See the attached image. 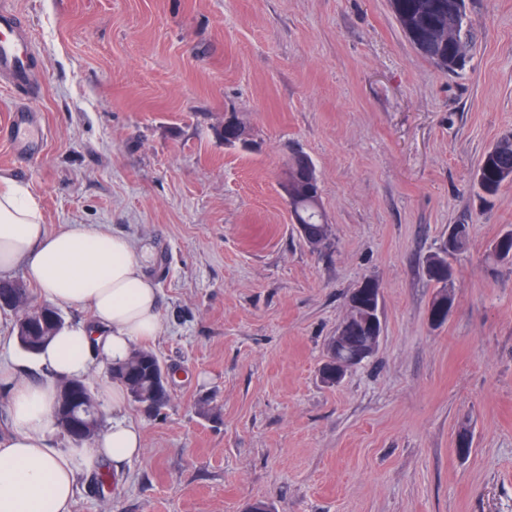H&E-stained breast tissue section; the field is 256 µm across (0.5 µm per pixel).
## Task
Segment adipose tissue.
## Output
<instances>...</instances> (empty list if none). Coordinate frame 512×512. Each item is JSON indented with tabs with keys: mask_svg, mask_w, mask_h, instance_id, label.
Here are the masks:
<instances>
[{
	"mask_svg": "<svg viewBox=\"0 0 512 512\" xmlns=\"http://www.w3.org/2000/svg\"><path fill=\"white\" fill-rule=\"evenodd\" d=\"M145 254L126 237L100 229L48 232L37 201L15 182L0 185V277L24 267L41 296L58 306H86L87 322L64 325L33 365L0 362L9 385L10 430L0 438V512H70L80 472L114 468L140 456L143 437L119 419L126 390L107 389L117 417L91 445L49 447L61 378L87 374L93 359L118 364L162 324L158 291L143 272Z\"/></svg>",
	"mask_w": 512,
	"mask_h": 512,
	"instance_id": "1",
	"label": "adipose tissue"
}]
</instances>
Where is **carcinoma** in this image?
Here are the masks:
<instances>
[{
  "mask_svg": "<svg viewBox=\"0 0 512 512\" xmlns=\"http://www.w3.org/2000/svg\"><path fill=\"white\" fill-rule=\"evenodd\" d=\"M433 0H390L393 14L400 27L417 52L437 67L456 73L466 66L471 20L467 13V0H457V10L448 12V28L444 40H436L429 34L416 37L422 25L420 6ZM313 168L305 155L296 154L288 162V205L300 216L302 223L317 229L325 238H330L331 225L327 224L322 209L319 183L307 184L304 169ZM512 183V140L501 137L493 143L478 160L473 172L474 187L486 196L495 195L500 188ZM456 235L452 248H443L425 260V272L434 284L442 282L441 271L449 270L447 256L467 249L469 225H455ZM488 258L512 262V231H507L496 241ZM23 302L31 306L27 321L16 320V340L20 349L36 354L53 336L56 328L52 324L62 319L60 312L49 305H33L29 291L16 286L10 280H0V309L12 311V302ZM112 379L121 380L126 389H134L138 403L152 404L158 413L170 402L169 393L162 391V364L157 355L145 349L133 352L124 362L112 366Z\"/></svg>",
  "mask_w": 512,
  "mask_h": 512,
  "instance_id": "1",
  "label": "carcinoma"
}]
</instances>
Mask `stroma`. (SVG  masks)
Masks as SVG:
<instances>
[{
	"label": "stroma",
	"instance_id": "1",
	"mask_svg": "<svg viewBox=\"0 0 512 512\" xmlns=\"http://www.w3.org/2000/svg\"><path fill=\"white\" fill-rule=\"evenodd\" d=\"M42 75L0 82L36 160L0 174L49 231L104 228L146 249L170 403L122 414L145 448L77 479L72 512H512V183L477 196L479 156L512 132V0H468L469 62L421 57L389 0H14ZM251 148L225 145L226 116ZM312 160L327 248L281 182ZM453 224V306L424 271ZM382 341L335 387L318 368L364 281ZM471 449L459 455L460 430ZM375 283V282H374ZM377 286V284L375 283ZM378 288V286H377ZM377 288H372L373 296H372V303L369 309V312L371 313L370 320L373 323L375 336H371L369 345L370 348L368 349L367 354H371L375 352L379 345L382 335V323H381V295L380 290Z\"/></svg>",
	"mask_w": 512,
	"mask_h": 512
}]
</instances>
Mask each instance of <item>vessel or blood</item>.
Wrapping results in <instances>:
<instances>
[{
    "label": "vessel or blood",
    "mask_w": 512,
    "mask_h": 512,
    "mask_svg": "<svg viewBox=\"0 0 512 512\" xmlns=\"http://www.w3.org/2000/svg\"><path fill=\"white\" fill-rule=\"evenodd\" d=\"M34 57L31 38L12 0H0V80L22 94L34 89L40 83ZM26 122L22 111H13L0 135L7 138L17 155L30 158L34 155V133L26 129Z\"/></svg>",
    "instance_id": "obj_1"
}]
</instances>
